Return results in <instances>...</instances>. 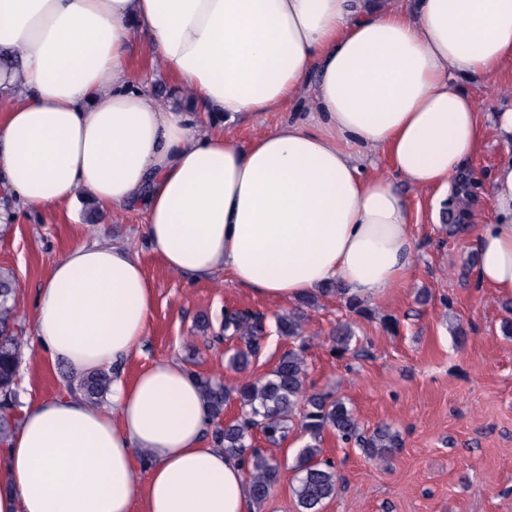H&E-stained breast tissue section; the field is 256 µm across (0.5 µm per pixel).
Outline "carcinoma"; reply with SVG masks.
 I'll return each instance as SVG.
<instances>
[{
    "instance_id": "1",
    "label": "carcinoma",
    "mask_w": 512,
    "mask_h": 512,
    "mask_svg": "<svg viewBox=\"0 0 512 512\" xmlns=\"http://www.w3.org/2000/svg\"><path fill=\"white\" fill-rule=\"evenodd\" d=\"M349 312L374 318L376 312L365 301L346 298ZM304 314L296 310L277 318L278 332L290 338L303 336ZM17 290L14 277L0 271V442L8 441L12 430L14 409L17 405L18 369L23 363L28 340L16 330ZM264 334L262 317L247 312H225L224 336L237 339L241 346L229 357V364L246 368L261 350ZM355 337L348 323H341L330 336V352L338 359L353 357L360 348L353 344ZM305 346L301 345L284 355L276 367L264 378L227 387L208 377L197 376L204 402L212 417L220 418L228 402H239L242 414L239 420L224 425L218 439L224 453L238 457L246 465L252 498L263 503L271 494L280 462L267 450L255 445L256 434L277 446L289 432L288 423L299 417L304 434L309 437L299 449L292 469L295 471L293 495L300 512H322L327 501L336 496L338 476L334 463L322 458V437L332 430L343 444H354L370 457H384L400 446L398 435L388 424H380L366 432L358 423L354 411L341 398L333 399L317 393H308ZM112 385V371L97 369L66 380V389L83 396L92 407L101 404Z\"/></svg>"
}]
</instances>
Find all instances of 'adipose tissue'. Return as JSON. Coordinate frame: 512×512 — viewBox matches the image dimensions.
<instances>
[{
  "label": "adipose tissue",
  "mask_w": 512,
  "mask_h": 512,
  "mask_svg": "<svg viewBox=\"0 0 512 512\" xmlns=\"http://www.w3.org/2000/svg\"><path fill=\"white\" fill-rule=\"evenodd\" d=\"M187 106L161 105L133 62L138 34ZM0 184L29 211L139 206L145 240L194 282L223 273L286 303L328 286L401 287L413 242L397 181L462 194L485 135L512 147V104L465 85L512 67V0H0ZM304 110L248 144L209 126ZM385 152L390 171H374ZM495 219L474 236L478 283L512 296V156ZM154 286L137 253L76 240L44 276L33 348L75 373L113 368L107 403L30 402L0 450V512H251L244 463L207 442L211 416L175 361L119 365L148 334ZM148 476L138 480L136 458Z\"/></svg>",
  "instance_id": "obj_1"
}]
</instances>
